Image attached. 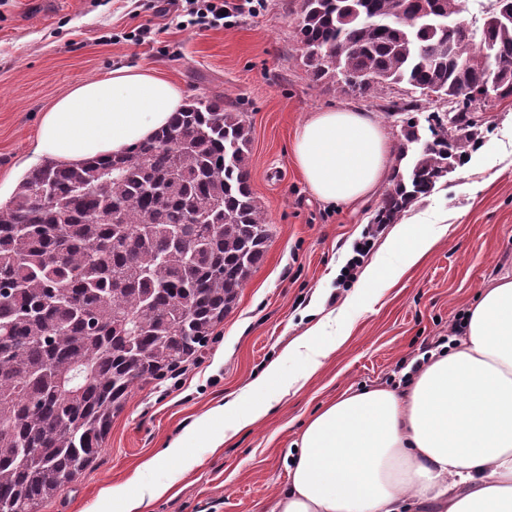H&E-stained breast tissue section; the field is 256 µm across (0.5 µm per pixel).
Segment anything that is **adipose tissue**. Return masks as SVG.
I'll use <instances>...</instances> for the list:
<instances>
[{"label":"adipose tissue","mask_w":512,"mask_h":512,"mask_svg":"<svg viewBox=\"0 0 512 512\" xmlns=\"http://www.w3.org/2000/svg\"><path fill=\"white\" fill-rule=\"evenodd\" d=\"M185 103L155 70L123 66L83 82L44 112L36 154L66 164L119 155L164 128ZM291 152L311 193L353 204L386 182L392 147L372 113H311ZM272 364L254 399L204 415L240 431L261 422ZM267 512H512V275L482 289L456 342L430 352L396 387L348 391L309 418L288 451V479Z\"/></svg>","instance_id":"obj_1"}]
</instances>
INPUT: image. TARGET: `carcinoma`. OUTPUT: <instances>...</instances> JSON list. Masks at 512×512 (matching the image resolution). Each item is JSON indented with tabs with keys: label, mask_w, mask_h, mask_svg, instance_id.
<instances>
[{
	"label": "carcinoma",
	"mask_w": 512,
	"mask_h": 512,
	"mask_svg": "<svg viewBox=\"0 0 512 512\" xmlns=\"http://www.w3.org/2000/svg\"><path fill=\"white\" fill-rule=\"evenodd\" d=\"M512 0H302L296 31L315 85L362 98L408 86L395 172L376 214L395 224L480 138L470 104L454 119L413 112L484 82L512 96V18L450 29ZM507 69L498 71L492 61ZM251 127L221 96L195 97L125 153L46 159L0 203V512H41L98 457L132 388L195 359L261 263L267 219L250 184Z\"/></svg>",
	"instance_id": "carcinoma-1"
}]
</instances>
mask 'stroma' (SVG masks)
I'll return each instance as SVG.
<instances>
[{"mask_svg":"<svg viewBox=\"0 0 512 512\" xmlns=\"http://www.w3.org/2000/svg\"><path fill=\"white\" fill-rule=\"evenodd\" d=\"M302 0H262L259 11L230 26L198 30L160 17L149 0H0V201L40 164L34 154L43 112L77 84L121 66H150L186 97L220 94L253 128L250 180L269 221L262 262L198 357L176 378L132 390L95 462L45 503L43 512H121L100 506L102 489L139 476L169 492L144 512H263L288 479V449L312 413L348 389L391 386L433 338L447 335L478 292L512 272V97L490 103L483 138L464 163L402 216L405 224L446 226L434 250L398 280L365 284L366 266L400 265L396 226L375 225L379 199L358 206L317 200L291 155L297 127L311 112L344 108L374 113L391 143L401 137L391 110L403 86L370 99L314 86L304 65L295 19ZM150 25V42L132 34ZM370 240L363 268L343 279L338 265L356 242ZM333 316L348 337L304 387L273 394L264 422L212 449L223 421L193 434L212 406L239 396L271 363L283 377L302 373L303 359L284 348L318 317ZM185 437L192 468L159 459ZM155 466L138 472V465Z\"/></svg>","mask_w":512,"mask_h":512,"instance_id":"obj_1","label":"stroma"}]
</instances>
